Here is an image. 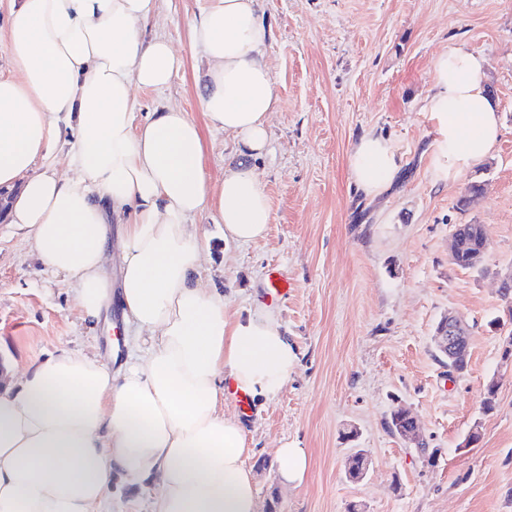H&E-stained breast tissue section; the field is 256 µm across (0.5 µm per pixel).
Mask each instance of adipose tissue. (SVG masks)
<instances>
[{
  "instance_id": "adipose-tissue-1",
  "label": "adipose tissue",
  "mask_w": 512,
  "mask_h": 512,
  "mask_svg": "<svg viewBox=\"0 0 512 512\" xmlns=\"http://www.w3.org/2000/svg\"><path fill=\"white\" fill-rule=\"evenodd\" d=\"M159 0H19L0 76V188L6 212L46 269L73 287L86 321L119 301L151 340L138 361L108 363L66 349L0 391V512H105L113 476L159 482L152 512H257L248 432L220 414L227 387L255 397L288 383L298 357L275 312L229 313L201 280L207 216L225 248L264 238L271 222L257 161L277 100L259 0H206L191 25L209 68L197 82L205 123L232 136L224 178L204 165L201 126L167 106L135 119L136 87H167L179 65L164 36L141 25ZM484 60L451 48L435 65L426 108L436 122V176L455 180L487 157L501 125ZM68 124L69 175L36 170ZM357 189L380 195L398 172L392 141L363 134L349 156ZM125 215L119 243L113 217ZM121 249L112 276L113 247Z\"/></svg>"
}]
</instances>
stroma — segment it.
Segmentation results:
<instances>
[{"instance_id": "35a3bbf8", "label": "stroma", "mask_w": 512, "mask_h": 512, "mask_svg": "<svg viewBox=\"0 0 512 512\" xmlns=\"http://www.w3.org/2000/svg\"><path fill=\"white\" fill-rule=\"evenodd\" d=\"M202 0H161L145 36L164 34L181 67L161 92L134 89L135 118L175 106L195 120V82L206 61L188 38ZM271 28L266 56L276 85L272 145L257 163L271 207L263 239L225 251L207 225L211 251L204 285L224 290L240 314L264 299L270 266L294 283L276 304L298 355L287 385L254 400L241 421L258 512H512V367L501 363L506 302L497 276L512 269V0H261ZM482 56V78L499 105L501 137L492 153L455 181H437L436 123L425 105L438 57L456 46ZM391 139L400 172L369 197L351 178L357 139ZM473 182L484 191L471 210L457 201ZM459 224L484 225L483 268L451 264ZM470 328L463 373H449L432 336L444 313ZM141 337L119 307L96 327L80 317L74 292L44 268L23 231L0 215V365L24 371L65 348L111 356L125 366ZM500 387L484 411L486 382ZM412 412L428 447L390 433L394 407ZM479 440L462 442L471 431ZM305 449L308 469L282 486L275 454ZM371 459L360 481L345 462Z\"/></svg>"}]
</instances>
